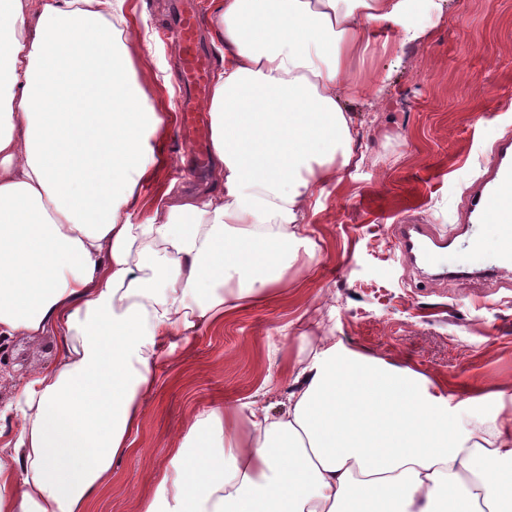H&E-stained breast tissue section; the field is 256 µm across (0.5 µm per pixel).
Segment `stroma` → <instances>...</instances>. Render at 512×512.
I'll return each mask as SVG.
<instances>
[{
  "label": "stroma",
  "instance_id": "35a3bbf8",
  "mask_svg": "<svg viewBox=\"0 0 512 512\" xmlns=\"http://www.w3.org/2000/svg\"><path fill=\"white\" fill-rule=\"evenodd\" d=\"M168 3L127 0L129 27L151 38L150 49L129 50L137 87L171 117L178 49L160 36ZM423 23V40L366 60V71L384 86L347 97L359 131L356 158L307 210V250L281 285L190 344L163 346L132 435L135 450L113 461L112 490L99 512H140L141 496L167 497L152 475L171 468L190 417L257 397L283 399L308 354L302 334L315 320L319 335L473 394L448 410L459 427L512 399V287L454 273L416 287L390 231L412 216L447 232L465 189L512 129V0H446ZM147 140L156 166L129 204L137 223L153 216L166 192L202 189L184 170L187 153L170 124ZM56 345L52 336L37 344L0 337V423L15 425L9 406L18 377L41 372Z\"/></svg>",
  "mask_w": 512,
  "mask_h": 512
}]
</instances>
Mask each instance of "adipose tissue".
I'll return each mask as SVG.
<instances>
[{"mask_svg": "<svg viewBox=\"0 0 512 512\" xmlns=\"http://www.w3.org/2000/svg\"><path fill=\"white\" fill-rule=\"evenodd\" d=\"M423 0H213L216 188L127 206L164 122L126 87V0H0V335L55 336L0 425V512H96L164 339L282 280L359 135L375 51L421 40ZM391 31L374 43V29ZM442 381L321 338L285 401L190 423L171 497L140 512H512V410L463 430Z\"/></svg>", "mask_w": 512, "mask_h": 512, "instance_id": "1", "label": "adipose tissue"}]
</instances>
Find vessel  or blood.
I'll return each instance as SVG.
<instances>
[{
    "mask_svg": "<svg viewBox=\"0 0 512 512\" xmlns=\"http://www.w3.org/2000/svg\"><path fill=\"white\" fill-rule=\"evenodd\" d=\"M201 16L200 0H177L167 32L181 47L174 63L181 104L173 132L192 153L197 173L203 174L208 170L211 142V118L204 100L209 96L214 61L199 45ZM460 222L461 232L469 236L467 246L471 255H480L483 232L495 233L501 241L499 264L486 269V277L498 280L512 275L511 132L499 140L485 171L467 189ZM394 229L396 249L407 267L429 265L444 269L448 243L436 234L433 225L403 218Z\"/></svg>",
    "mask_w": 512,
    "mask_h": 512,
    "instance_id": "1",
    "label": "vessel or blood"
}]
</instances>
